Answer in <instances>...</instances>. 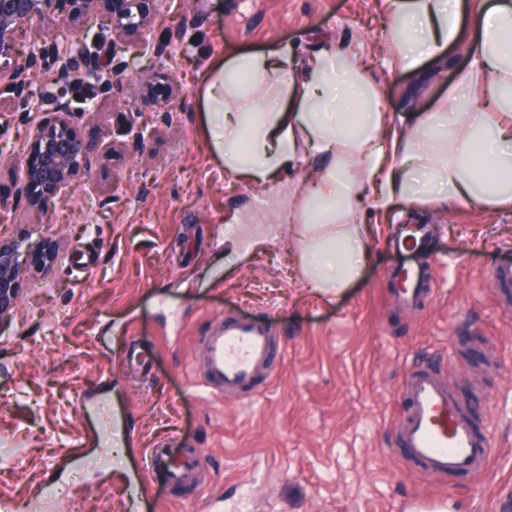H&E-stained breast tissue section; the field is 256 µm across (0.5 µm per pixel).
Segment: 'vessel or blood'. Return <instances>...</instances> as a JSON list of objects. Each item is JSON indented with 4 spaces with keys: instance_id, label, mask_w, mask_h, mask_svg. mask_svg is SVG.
I'll return each mask as SVG.
<instances>
[{
    "instance_id": "vessel-or-blood-1",
    "label": "vessel or blood",
    "mask_w": 512,
    "mask_h": 512,
    "mask_svg": "<svg viewBox=\"0 0 512 512\" xmlns=\"http://www.w3.org/2000/svg\"><path fill=\"white\" fill-rule=\"evenodd\" d=\"M404 303L417 302L423 274L418 264L403 266ZM268 326L263 322H227L206 339V379L220 390L250 385L272 360ZM402 391L408 413L398 427V453L440 476L478 474L491 457L492 447L474 426L461 399L433 370L418 367L409 372ZM194 475L190 458H177L165 448L152 451L150 483L179 482Z\"/></svg>"
}]
</instances>
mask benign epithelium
Instances as JSON below:
<instances>
[{
  "label": "benign epithelium",
  "instance_id": "7a95c632",
  "mask_svg": "<svg viewBox=\"0 0 512 512\" xmlns=\"http://www.w3.org/2000/svg\"><path fill=\"white\" fill-rule=\"evenodd\" d=\"M97 0H0V96L9 95L12 108L38 113L39 119L29 132L23 157L10 162L19 167L18 194L35 206H47L63 196L75 178H91L89 154L96 150L102 161L114 153L112 141L93 148L80 134L75 114L96 111L92 101L71 107L55 98L47 85L33 87L31 76L38 62V51L31 41L32 23L49 12L69 22L62 39L51 40L52 54L60 63L61 72L74 74L82 80L110 83L105 69L94 57L111 54L106 43L89 44L90 27L74 19L90 12ZM123 9L111 23L133 29L139 45L155 48L151 14L156 0H123ZM24 276V269L15 250L0 244V321L13 311Z\"/></svg>",
  "mask_w": 512,
  "mask_h": 512
}]
</instances>
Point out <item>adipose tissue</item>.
<instances>
[{
  "label": "adipose tissue",
  "mask_w": 512,
  "mask_h": 512,
  "mask_svg": "<svg viewBox=\"0 0 512 512\" xmlns=\"http://www.w3.org/2000/svg\"><path fill=\"white\" fill-rule=\"evenodd\" d=\"M396 66L443 59L462 35V0H385ZM470 63L431 111L391 115L375 84L328 43L295 78L292 54H235L206 90L208 132L228 170L265 184L292 174L300 143L328 166L299 197L300 263L325 293L354 279L370 253L365 206L415 201L512 209V0L477 20ZM355 102L354 114L332 104Z\"/></svg>",
  "instance_id": "adipose-tissue-1"
}]
</instances>
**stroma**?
Wrapping results in <instances>:
<instances>
[{"label":"stroma","instance_id":"obj_1","mask_svg":"<svg viewBox=\"0 0 512 512\" xmlns=\"http://www.w3.org/2000/svg\"><path fill=\"white\" fill-rule=\"evenodd\" d=\"M495 0H464L463 28ZM384 0H161L152 17L162 53L117 44L112 86L60 73L36 76L62 100L91 98L79 120L89 144L113 135L110 162L90 154L77 180L42 210L16 196L0 164V199L14 208L0 241L55 253L28 266L10 323L0 328V496L17 512H406L446 499L453 512H494L512 487V210L413 202L379 225L360 275L332 294L299 267L288 217L325 168L301 150L298 172L266 186L238 178L207 133L206 77L230 53L341 43L370 69L387 112L431 110L469 62L392 66ZM146 122L153 133L133 140ZM432 224L421 251L429 277L417 306L402 305V253L386 237ZM266 321L272 363L238 393L201 387L203 339L215 322ZM441 373L472 412L493 454L473 477L440 478L401 460L397 423L407 372ZM167 445L192 457L202 483L148 486L145 455ZM70 487L61 495L60 487Z\"/></svg>","mask_w":512,"mask_h":512}]
</instances>
